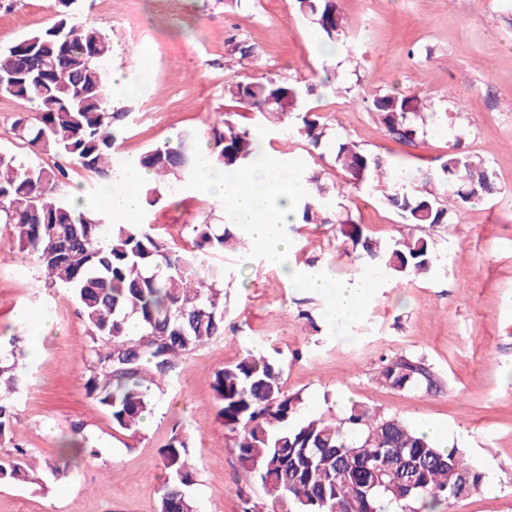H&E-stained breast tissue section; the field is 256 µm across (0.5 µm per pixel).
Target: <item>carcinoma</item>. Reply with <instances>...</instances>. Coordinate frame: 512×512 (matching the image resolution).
Returning a JSON list of instances; mask_svg holds the SVG:
<instances>
[{
    "label": "carcinoma",
    "mask_w": 512,
    "mask_h": 512,
    "mask_svg": "<svg viewBox=\"0 0 512 512\" xmlns=\"http://www.w3.org/2000/svg\"><path fill=\"white\" fill-rule=\"evenodd\" d=\"M76 0H53V24L0 52V75L12 74L30 54L34 81L5 83L0 95L36 105L35 121L20 117L14 135L28 150L25 159L0 149V224L10 229L9 244L34 257L45 285L66 293L87 327L94 370L85 382L88 395L112 418L113 429L141 436L154 394L163 391L178 359L224 333L226 273L204 264V256L248 250L249 238L222 224L191 225L192 246L165 245L149 224H117L105 211H79L58 192L68 166H78L118 187L132 174L152 181L180 183L198 176L197 154L180 139L153 146L132 160L115 157L129 115L112 106L102 62L111 39L75 20ZM298 11L336 46L346 37L336 0H295ZM64 28L63 36L53 25ZM313 88L286 80L237 82L225 96L282 122L283 131L314 150L327 140L323 117L305 110ZM426 99L383 94L371 98L387 131L410 141L424 119ZM58 162L45 165L41 155ZM260 155L257 135L224 114L210 128V156L216 169L232 174ZM336 166L353 184L374 185L385 206L407 224L434 226L450 220L439 194L468 202L498 192L494 174L480 158L456 152L440 168L417 181L403 180L378 157L354 144H338ZM305 185L298 198L300 224H334L335 194L320 174L298 172ZM342 234L361 245L369 264L396 278L425 275L433 252L424 237L380 245L362 237L350 218ZM20 337L0 341V439L13 434L15 397L26 384L18 358ZM379 379L393 390L437 386L421 358L383 360ZM218 416L234 434L246 485L258 484L265 501L238 488L241 512H446L451 501L482 484V475L460 449L442 450L401 418L353 404L340 414L306 416L302 401L284 388L281 367L252 352L217 371L213 379ZM0 459V483L33 481L28 451L19 445ZM166 472L157 512H198L190 492L195 473L189 441L174 435L159 451Z\"/></svg>",
    "instance_id": "carcinoma-1"
}]
</instances>
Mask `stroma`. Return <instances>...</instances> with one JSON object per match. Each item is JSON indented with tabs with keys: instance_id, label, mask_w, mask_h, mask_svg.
I'll use <instances>...</instances> for the list:
<instances>
[{
	"instance_id": "35a3bbf8",
	"label": "stroma",
	"mask_w": 512,
	"mask_h": 512,
	"mask_svg": "<svg viewBox=\"0 0 512 512\" xmlns=\"http://www.w3.org/2000/svg\"><path fill=\"white\" fill-rule=\"evenodd\" d=\"M51 0H0V50L48 26ZM346 41L325 55L322 38L294 0H78L77 19L110 35L104 70L140 82L133 120L118 153L189 137L208 147L207 128L230 112L252 128L253 113L229 102L228 84L259 78L310 88L307 107L325 117L330 137L319 150L267 127L276 157L336 184L342 215L383 244L425 237L436 268L424 277L378 274L364 319L344 331L328 320L327 296L298 288L258 250L207 257L224 268L223 335L181 357L153 399L139 438L116 432L89 398L90 338L76 304L43 286L41 269L8 243L0 224V336H23L29 382L15 404V440L29 448L37 482L0 484V512H155L165 478L159 448L174 431L190 440L198 512H240L238 450L217 415L215 373L247 351L275 360L284 387L306 413L359 404L411 425H438L439 444L464 450L483 474L479 490L449 512H512V0H336ZM335 71L337 94L321 82ZM426 96L424 132L407 142L390 135L366 100L378 93ZM34 103L0 96V147L27 150L13 135L16 118H35ZM340 142L357 145L393 169L434 172L451 149L493 171L500 195L468 203L441 198L449 223H404L377 192L355 188L334 163ZM170 247L194 224H220L221 209L179 183L163 203L143 206ZM288 262L337 280L364 272L352 242L335 224L286 229ZM32 313L29 322L18 311ZM419 357L440 388L395 391L379 380L383 359ZM79 423L96 455L73 454L67 475L46 471L58 441Z\"/></svg>"
}]
</instances>
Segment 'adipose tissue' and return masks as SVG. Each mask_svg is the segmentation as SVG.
<instances>
[{"label":"adipose tissue","instance_id":"ef3b65f1","mask_svg":"<svg viewBox=\"0 0 512 512\" xmlns=\"http://www.w3.org/2000/svg\"><path fill=\"white\" fill-rule=\"evenodd\" d=\"M200 191L212 196L224 207V221L246 227L255 247L271 263L286 268L288 276L300 288L329 297L330 322L345 329L359 323L366 315L372 283L363 278L339 281L313 268L293 269L288 265L289 243L284 226L296 214L299 187L290 177L291 167L264 157L254 165L238 169L227 176L215 170L208 152L198 154ZM142 206L137 184L120 188L103 187L95 200H80V209L104 208L134 217Z\"/></svg>","mask_w":512,"mask_h":512}]
</instances>
